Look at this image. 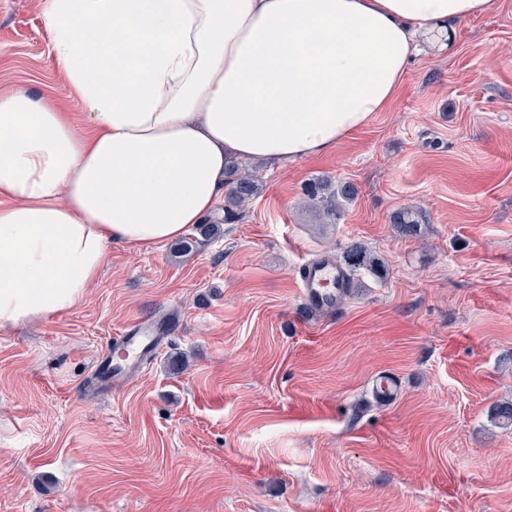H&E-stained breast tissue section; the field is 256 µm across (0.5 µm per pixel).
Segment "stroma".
Segmentation results:
<instances>
[{"label":"stroma","mask_w":512,"mask_h":512,"mask_svg":"<svg viewBox=\"0 0 512 512\" xmlns=\"http://www.w3.org/2000/svg\"><path fill=\"white\" fill-rule=\"evenodd\" d=\"M421 47L336 147L252 160L262 191L223 236L113 246L72 308L0 327V512H512V428L488 418L512 401V0ZM14 88L84 121L37 0H0ZM317 178L356 185L340 223ZM409 206L413 236L391 222ZM355 243L383 276L305 311L298 268ZM137 319L159 332L145 368L97 381Z\"/></svg>","instance_id":"35a3bbf8"}]
</instances>
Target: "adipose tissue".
Segmentation results:
<instances>
[{"label":"adipose tissue","instance_id":"adipose-tissue-1","mask_svg":"<svg viewBox=\"0 0 512 512\" xmlns=\"http://www.w3.org/2000/svg\"><path fill=\"white\" fill-rule=\"evenodd\" d=\"M491 0H44L88 133L0 92V327L73 307L112 245L181 238L224 161L334 148L397 96L419 34Z\"/></svg>","mask_w":512,"mask_h":512}]
</instances>
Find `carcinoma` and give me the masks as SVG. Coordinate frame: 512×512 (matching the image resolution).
I'll return each mask as SVG.
<instances>
[{"instance_id":"1","label":"carcinoma","mask_w":512,"mask_h":512,"mask_svg":"<svg viewBox=\"0 0 512 512\" xmlns=\"http://www.w3.org/2000/svg\"><path fill=\"white\" fill-rule=\"evenodd\" d=\"M224 179L227 191L224 196V215L210 224H199L191 237L179 243L181 252L194 250L202 241L216 239L221 234V224H231L244 215L247 206L258 196L262 188L261 181L255 169L244 161L229 157L224 163ZM357 195L355 186L349 182L336 184L329 180L319 179L312 186L311 197L315 200L316 208L322 218L330 224H336L344 215L345 206ZM424 220V214L418 210L401 209L392 216V223L401 232L413 234L417 232L418 224ZM348 268L353 288L348 294L355 292L359 277L364 274L379 276L378 262L374 255L364 246L353 244L342 257ZM490 419L497 425L512 427V402L504 401L495 404L490 411Z\"/></svg>"}]
</instances>
